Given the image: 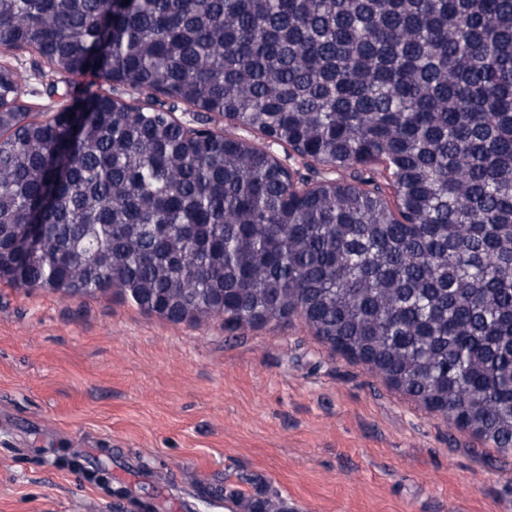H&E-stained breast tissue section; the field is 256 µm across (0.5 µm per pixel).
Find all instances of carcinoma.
<instances>
[{
    "instance_id": "cac0c4a2",
    "label": "carcinoma",
    "mask_w": 512,
    "mask_h": 512,
    "mask_svg": "<svg viewBox=\"0 0 512 512\" xmlns=\"http://www.w3.org/2000/svg\"><path fill=\"white\" fill-rule=\"evenodd\" d=\"M22 47L149 105L100 92L36 121L0 64L1 280L231 332L299 310L512 453V0H0V52ZM158 94L338 172L384 163L397 210L361 173L290 199L265 148L187 132Z\"/></svg>"
}]
</instances>
